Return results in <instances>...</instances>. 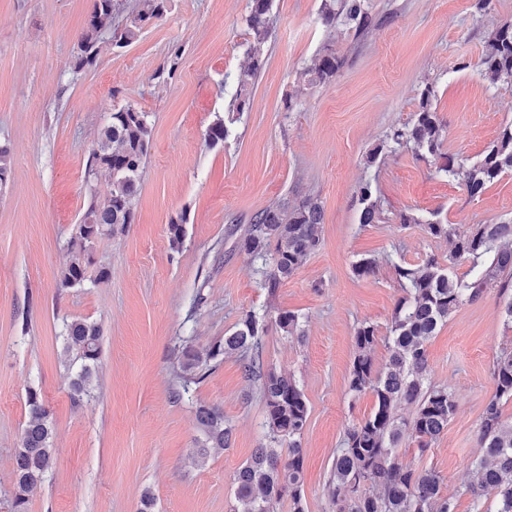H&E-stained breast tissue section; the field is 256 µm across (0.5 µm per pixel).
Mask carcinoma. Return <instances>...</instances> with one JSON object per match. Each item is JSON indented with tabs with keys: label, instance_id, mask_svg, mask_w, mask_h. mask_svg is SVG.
<instances>
[{
	"label": "carcinoma",
	"instance_id": "carcinoma-1",
	"mask_svg": "<svg viewBox=\"0 0 512 512\" xmlns=\"http://www.w3.org/2000/svg\"><path fill=\"white\" fill-rule=\"evenodd\" d=\"M165 2L138 0L132 20L119 29L114 24L117 0H95L79 38L76 69L94 64L107 45L130 44L144 24L163 17ZM271 2L249 0L245 18L250 36L246 50L249 65L237 76L232 103L236 112L244 111L248 88L266 61ZM320 19L327 28L342 25L359 34L374 23L366 0H323ZM342 66L343 58L326 46L318 63L303 68L301 76L312 84L325 83L335 78ZM479 67L492 85L512 81V24L489 33ZM432 93L429 86L421 92L418 110L410 121L390 134L393 144L441 155L444 125L432 107ZM151 144L148 113L133 106L111 113V121L101 130L97 148L88 159V174L107 177V190L103 196L91 198L81 223L74 225L70 259L60 273L58 288H81L109 276L104 265L91 270L95 266L91 239H101L132 223ZM440 170L452 177L463 175L468 194L482 195L494 180L512 173V123L503 128L477 163L467 167L448 155ZM357 196L359 223H375L379 207L371 184L360 185ZM322 219V209L312 198L293 206L272 203L252 216L239 239V248L262 261L263 287L271 291L278 288L296 271L301 259L317 248V228ZM399 220L404 225H425L430 236L447 240L451 251L446 264L427 255L396 266L405 295L394 304L384 364L375 366L372 356L379 340L377 326L363 322L354 332L348 388L354 395L371 393L374 404L364 419L346 429L341 447L336 449L327 488L334 512H454L453 497L443 495L444 478L432 469L404 464L399 455L401 442L407 438L418 441L420 453L428 451L456 411L453 392L429 379L427 343L461 305L480 301L491 290L498 297L504 323L512 327V218L478 224L466 232L446 220H425L412 211L400 213ZM462 264L468 266L467 274L453 275L451 269ZM265 319L266 314L249 311L230 335L209 347L183 345L177 376L186 388L202 380L219 357L239 355L245 374L261 381L269 444L256 449L234 475L233 512H277L285 499L290 512H306L301 440L308 425V404L292 377L263 372ZM275 322L289 335L299 328V316L290 311L279 313ZM64 340L68 365L78 367L72 388L81 396L89 392L97 376L101 330L94 322L75 318L64 323ZM491 374L495 392L482 411L476 437L478 454L472 461V480L465 492L472 497L474 512H482L487 496L493 497L494 512H512V419L503 412L505 403L512 400L511 347L497 355ZM404 403L414 407L408 418L399 412ZM27 406L29 420L13 462V512H26L28 491L55 465L50 412L32 389L27 393ZM197 422L203 439L194 449L193 459L203 463L211 449L228 445L232 428L224 423V412L217 407L199 406ZM283 447L288 448L286 456L281 453Z\"/></svg>",
	"mask_w": 512,
	"mask_h": 512
}]
</instances>
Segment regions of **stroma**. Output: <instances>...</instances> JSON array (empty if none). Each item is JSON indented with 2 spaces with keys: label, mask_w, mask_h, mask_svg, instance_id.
Returning a JSON list of instances; mask_svg holds the SVG:
<instances>
[{
  "label": "stroma",
  "mask_w": 512,
  "mask_h": 512,
  "mask_svg": "<svg viewBox=\"0 0 512 512\" xmlns=\"http://www.w3.org/2000/svg\"><path fill=\"white\" fill-rule=\"evenodd\" d=\"M368 3L375 25L357 35L325 28L321 0H272L267 63L249 108L234 112L233 77L248 63V0H168L163 19L80 70L78 35L94 0H0V141L12 157L0 188V512L11 510L31 388L54 421L56 459L30 491L27 512H137L145 491L158 512H231L235 472L267 442L260 383L232 355L185 388L177 356L183 344L223 339L251 310L269 320L265 369L292 376L308 401L307 510L333 512L327 483L336 450L373 405L371 394L348 389L354 331L370 322L387 335L403 294L396 265L448 258V241L400 224L399 213L463 229L512 217V173L473 198L439 170L445 154L478 161L512 123V83L489 84L479 68L489 33L512 24V0L483 10L477 0ZM176 45L182 61L168 76ZM327 45L345 59L336 78H300ZM427 85L445 124L438 157L388 144ZM128 105L149 112L153 125L134 221L96 245L106 280L58 290L72 228L92 193L106 191L105 178L87 174L89 154L112 111ZM219 120L229 133L208 145L206 130ZM366 181L380 219L364 226L356 191ZM307 197L323 210L320 244L268 292L259 262L237 241L258 210ZM174 221L185 230L176 247ZM362 258L375 259V275H354ZM282 311L299 317L293 335L275 323ZM73 318L101 328L99 371L80 398L63 361V323ZM511 345L492 294L461 306L428 343L429 378L454 393L457 408L428 452L409 439L399 453L444 477L456 512H473L462 490L495 391L493 360ZM201 405L221 408L233 434L198 465Z\"/></svg>",
  "instance_id": "1"
}]
</instances>
